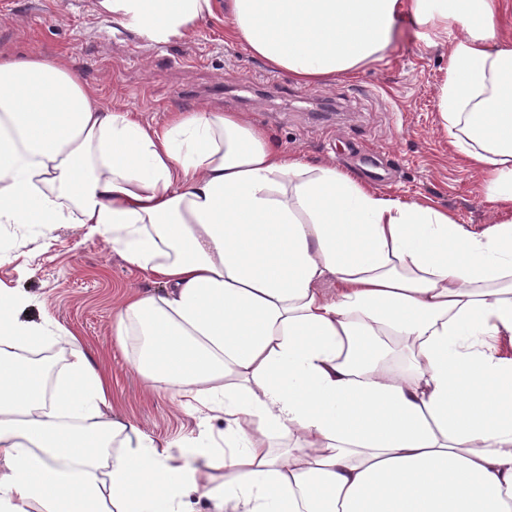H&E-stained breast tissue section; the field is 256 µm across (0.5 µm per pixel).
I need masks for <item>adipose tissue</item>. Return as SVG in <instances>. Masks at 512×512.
Instances as JSON below:
<instances>
[{"mask_svg":"<svg viewBox=\"0 0 512 512\" xmlns=\"http://www.w3.org/2000/svg\"><path fill=\"white\" fill-rule=\"evenodd\" d=\"M214 6L98 0L155 43ZM226 6L225 38L303 85L380 62L406 13L447 40L440 125L500 217L475 230L377 192L235 112L145 125L60 61L0 56V224L85 227L155 278L112 334L196 420L171 442L114 414L82 340L0 289V512H189L193 492L215 512H512L506 0Z\"/></svg>","mask_w":512,"mask_h":512,"instance_id":"ef3b65f1","label":"adipose tissue"}]
</instances>
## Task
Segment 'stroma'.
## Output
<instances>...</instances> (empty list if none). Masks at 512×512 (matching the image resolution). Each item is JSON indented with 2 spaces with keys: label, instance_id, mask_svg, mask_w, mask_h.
<instances>
[{
  "label": "stroma",
  "instance_id": "stroma-1",
  "mask_svg": "<svg viewBox=\"0 0 512 512\" xmlns=\"http://www.w3.org/2000/svg\"><path fill=\"white\" fill-rule=\"evenodd\" d=\"M217 13L187 39L157 44L105 20L96 0H0V51L63 59L102 104L163 126L169 112L204 104L241 113L283 150L352 171L374 190L448 209L461 223H495L484 179L451 157L436 102L448 47L425 45L411 15L384 60L356 79L303 86L225 39ZM152 281L111 245L73 224H0V289L35 302L79 336L112 377L116 411L149 435L175 438L192 417L170 393L147 392L116 344L112 317Z\"/></svg>",
  "mask_w": 512,
  "mask_h": 512
}]
</instances>
